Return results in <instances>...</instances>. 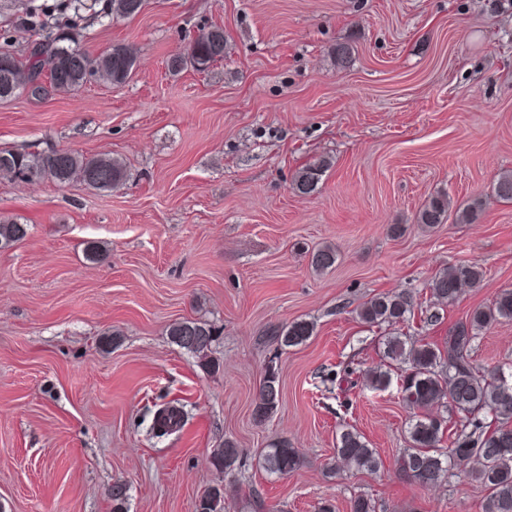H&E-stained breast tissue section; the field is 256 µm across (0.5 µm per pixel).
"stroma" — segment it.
Segmentation results:
<instances>
[{
  "mask_svg": "<svg viewBox=\"0 0 512 512\" xmlns=\"http://www.w3.org/2000/svg\"><path fill=\"white\" fill-rule=\"evenodd\" d=\"M210 24L224 29L223 60L169 69ZM343 41L345 69L333 54ZM77 44L93 57L130 46L136 71L118 87L0 102V150L118 156L126 179L109 191L0 179V217L28 227L0 248V512H113L117 481L125 512H195L214 486L225 512L256 497L271 512L325 500L350 512L361 494L376 512H482L485 490L468 477L422 486L399 471V384L354 387L341 369L385 362L386 329L357 315L375 295L425 300L442 269L478 264L480 287L413 325L440 344L512 289V202L494 194L512 173V0H147L135 17L85 25ZM322 157L332 166L317 189L295 192ZM440 192L479 202L476 219L417 224ZM326 245L336 263L315 272ZM185 318L219 329L216 368L171 340ZM300 319L314 334L281 354L282 400L257 422L264 332ZM472 357L512 363V322L483 331ZM173 399L186 423L154 437ZM346 425L379 471L328 473ZM227 439L246 457L220 475L210 454ZM278 441L303 461L286 477L260 457Z\"/></svg>",
  "mask_w": 512,
  "mask_h": 512,
  "instance_id": "stroma-1",
  "label": "stroma"
}]
</instances>
